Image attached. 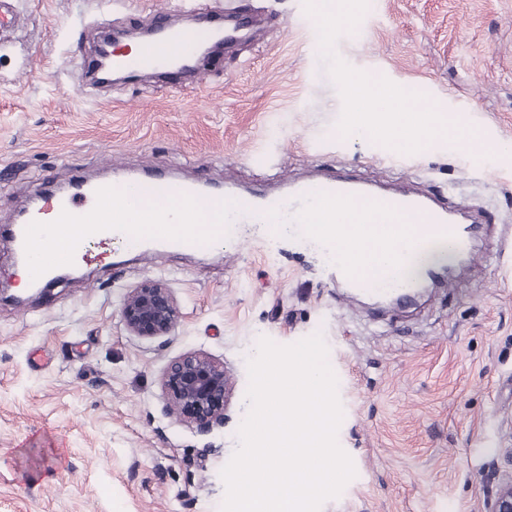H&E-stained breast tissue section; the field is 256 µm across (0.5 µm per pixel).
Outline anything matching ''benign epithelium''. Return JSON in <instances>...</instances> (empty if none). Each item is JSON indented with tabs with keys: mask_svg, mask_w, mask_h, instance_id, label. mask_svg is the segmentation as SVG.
I'll return each mask as SVG.
<instances>
[{
	"mask_svg": "<svg viewBox=\"0 0 512 512\" xmlns=\"http://www.w3.org/2000/svg\"><path fill=\"white\" fill-rule=\"evenodd\" d=\"M181 319L179 306L163 283L149 281L131 289L123 300L121 320L126 330L140 338L168 336ZM166 410L199 433L224 424L225 407L234 386L224 363L198 351L173 360L163 376ZM495 489L483 512H512V474L491 473Z\"/></svg>",
	"mask_w": 512,
	"mask_h": 512,
	"instance_id": "7a95c632",
	"label": "benign epithelium"
}]
</instances>
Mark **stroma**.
Listing matches in <instances>:
<instances>
[{
	"instance_id": "obj_1",
	"label": "stroma",
	"mask_w": 512,
	"mask_h": 512,
	"mask_svg": "<svg viewBox=\"0 0 512 512\" xmlns=\"http://www.w3.org/2000/svg\"><path fill=\"white\" fill-rule=\"evenodd\" d=\"M224 0H14L0 21V225L40 190L147 168L243 189L348 173L407 187L481 220L473 257L417 303L348 296L298 225H237L205 253L113 240L85 275L0 299V512H220V476L249 404L260 338L322 333L355 477L321 512H481L492 462L512 449V0H369L336 53L351 67L462 112L511 151L495 163L439 146L390 154L334 135L342 101L303 0H241L252 40L201 59L194 88L152 74L93 87L78 67L103 28L155 11L190 23ZM278 239L268 253L266 243ZM164 282L182 318L130 335L131 288ZM188 351L235 384L223 426L164 411L162 378Z\"/></svg>"
}]
</instances>
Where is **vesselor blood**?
<instances>
[{"label": "vessel or blood", "instance_id": "1", "mask_svg": "<svg viewBox=\"0 0 512 512\" xmlns=\"http://www.w3.org/2000/svg\"><path fill=\"white\" fill-rule=\"evenodd\" d=\"M210 21L223 29L229 42L242 36L246 27L243 12L236 6L225 7ZM154 25L157 38L147 40L137 56L113 54V68L129 72L165 68V61L157 55L158 39L164 36L181 49L180 71L192 70L196 31L176 26L165 15L156 16ZM215 194L213 184L177 180L160 172L145 179L116 177L109 182L81 178L39 195L36 208L16 214L0 229L6 232L12 250L35 259L41 277L48 279L63 264L91 261L86 248L90 241L123 236L135 246L151 241L183 252L207 247L212 236L200 227L198 207ZM222 195L228 224H265L273 214L283 224H332L343 206L350 205L357 211L358 222L383 231L371 242L372 251L393 248L418 224L447 238L454 253L470 250L471 229L456 222L447 207L404 189L378 191L350 176L323 175L261 197L231 188ZM61 224L68 225L73 243L63 254L53 248ZM336 275L356 294H394L406 301L413 297L412 282L392 264L375 262L362 271L340 260Z\"/></svg>", "mask_w": 512, "mask_h": 512}]
</instances>
